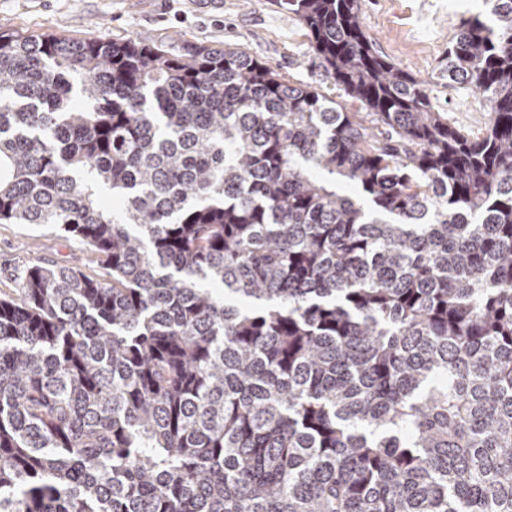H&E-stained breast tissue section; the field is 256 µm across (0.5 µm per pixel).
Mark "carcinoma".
Here are the masks:
<instances>
[{"mask_svg": "<svg viewBox=\"0 0 512 512\" xmlns=\"http://www.w3.org/2000/svg\"><path fill=\"white\" fill-rule=\"evenodd\" d=\"M286 5L362 111L238 48L0 32V223L103 269L0 297V512H512V0L448 43L481 137L358 0Z\"/></svg>", "mask_w": 512, "mask_h": 512, "instance_id": "carcinoma-1", "label": "carcinoma"}]
</instances>
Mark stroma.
<instances>
[{
    "label": "stroma",
    "instance_id": "1",
    "mask_svg": "<svg viewBox=\"0 0 512 512\" xmlns=\"http://www.w3.org/2000/svg\"><path fill=\"white\" fill-rule=\"evenodd\" d=\"M360 0L364 30L380 54L423 80L450 126L481 136L487 103L448 85V42L463 20L484 14V0ZM72 38L105 35L147 44L240 48L292 84L336 95L306 30L277 0H0V31ZM88 247L31 224H0V295H15L29 266L52 262L93 273Z\"/></svg>",
    "mask_w": 512,
    "mask_h": 512
}]
</instances>
